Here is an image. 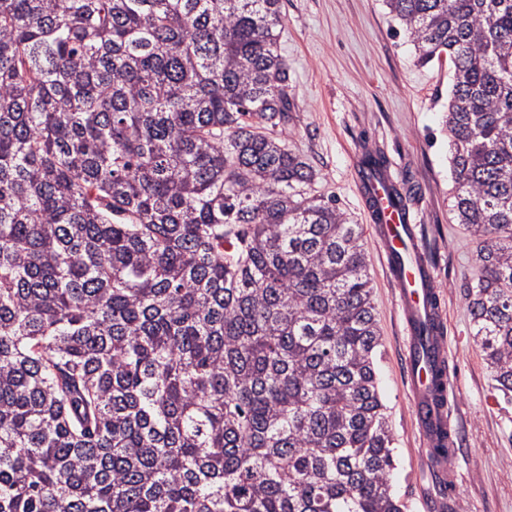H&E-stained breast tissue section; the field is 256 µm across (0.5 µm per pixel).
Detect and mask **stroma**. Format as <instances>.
Returning a JSON list of instances; mask_svg holds the SVG:
<instances>
[{
    "instance_id": "obj_1",
    "label": "stroma",
    "mask_w": 512,
    "mask_h": 512,
    "mask_svg": "<svg viewBox=\"0 0 512 512\" xmlns=\"http://www.w3.org/2000/svg\"><path fill=\"white\" fill-rule=\"evenodd\" d=\"M279 50L288 62L292 108L284 135L319 174L318 193L362 224L382 336V394L394 435L395 486L408 512H512V404L494 388L472 336L465 285L479 275L477 242L452 212L447 64L416 62L414 46L382 0H281ZM386 169L418 224L444 308L448 419L456 450L445 488L406 386L407 338L362 199L365 150Z\"/></svg>"
}]
</instances>
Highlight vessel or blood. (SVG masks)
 Returning <instances> with one entry per match:
<instances>
[{
	"mask_svg": "<svg viewBox=\"0 0 512 512\" xmlns=\"http://www.w3.org/2000/svg\"><path fill=\"white\" fill-rule=\"evenodd\" d=\"M391 185L388 174H377L363 181L362 194L382 258L398 287L397 304L408 338L410 395L418 424L432 447L437 430L449 428L447 351L443 336L438 335L431 339V355H422L420 329L442 325L441 301L424 243L408 211L392 198Z\"/></svg>",
	"mask_w": 512,
	"mask_h": 512,
	"instance_id": "obj_1",
	"label": "vessel or blood"
}]
</instances>
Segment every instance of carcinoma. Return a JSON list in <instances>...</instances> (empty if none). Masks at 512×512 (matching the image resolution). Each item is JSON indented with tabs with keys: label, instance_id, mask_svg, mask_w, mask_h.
<instances>
[{
	"label": "carcinoma",
	"instance_id": "1",
	"mask_svg": "<svg viewBox=\"0 0 512 512\" xmlns=\"http://www.w3.org/2000/svg\"><path fill=\"white\" fill-rule=\"evenodd\" d=\"M280 2L0 0V512H406L363 227L274 133ZM383 4L448 59L512 402V0Z\"/></svg>",
	"mask_w": 512,
	"mask_h": 512
}]
</instances>
